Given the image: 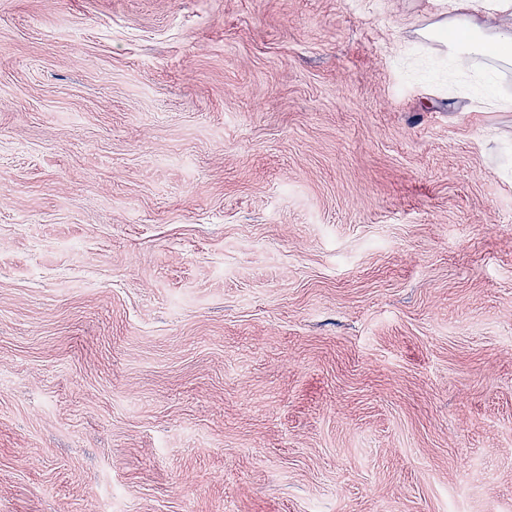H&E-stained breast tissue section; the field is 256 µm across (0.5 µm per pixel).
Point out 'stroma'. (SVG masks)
I'll return each mask as SVG.
<instances>
[{"instance_id":"1","label":"stroma","mask_w":512,"mask_h":512,"mask_svg":"<svg viewBox=\"0 0 512 512\" xmlns=\"http://www.w3.org/2000/svg\"><path fill=\"white\" fill-rule=\"evenodd\" d=\"M442 0H0V512H512V111ZM496 74L489 69H482L481 74H476L477 78H483V89L490 98L488 100V104L501 111H506L512 109V98L511 96L504 95L502 93H495L494 90V77Z\"/></svg>"}]
</instances>
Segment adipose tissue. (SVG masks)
<instances>
[{
  "label": "adipose tissue",
  "instance_id": "1",
  "mask_svg": "<svg viewBox=\"0 0 512 512\" xmlns=\"http://www.w3.org/2000/svg\"><path fill=\"white\" fill-rule=\"evenodd\" d=\"M479 0H448V18L442 19L425 30L428 39L442 41L451 60L489 59L507 65L512 63V30H489L480 28L476 23L465 24L466 34L457 40H443L445 30L461 24L459 12L477 10Z\"/></svg>",
  "mask_w": 512,
  "mask_h": 512
}]
</instances>
